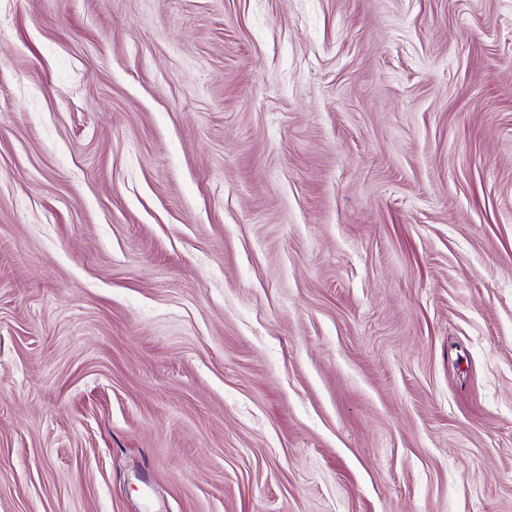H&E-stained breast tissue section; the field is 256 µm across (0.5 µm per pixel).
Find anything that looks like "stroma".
<instances>
[{"label": "stroma", "mask_w": 512, "mask_h": 512, "mask_svg": "<svg viewBox=\"0 0 512 512\" xmlns=\"http://www.w3.org/2000/svg\"><path fill=\"white\" fill-rule=\"evenodd\" d=\"M0 512H512V0H0Z\"/></svg>", "instance_id": "1"}]
</instances>
